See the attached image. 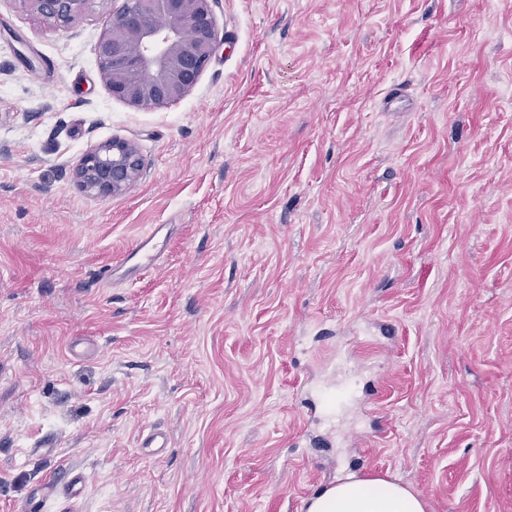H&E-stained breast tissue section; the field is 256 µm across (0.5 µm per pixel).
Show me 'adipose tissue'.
Wrapping results in <instances>:
<instances>
[{"label":"adipose tissue","instance_id":"ef3b65f1","mask_svg":"<svg viewBox=\"0 0 512 512\" xmlns=\"http://www.w3.org/2000/svg\"><path fill=\"white\" fill-rule=\"evenodd\" d=\"M304 512H426V504L398 482L351 475L310 496Z\"/></svg>","mask_w":512,"mask_h":512}]
</instances>
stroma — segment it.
Segmentation results:
<instances>
[{"label":"stroma","instance_id":"1","mask_svg":"<svg viewBox=\"0 0 512 512\" xmlns=\"http://www.w3.org/2000/svg\"><path fill=\"white\" fill-rule=\"evenodd\" d=\"M110 8L0 0V512L48 476L41 512H303L349 474L512 512V0H212L159 111L100 79ZM115 137L141 175L89 196ZM20 6L44 26L67 28L83 15L93 0H17ZM143 160L134 143L113 138L88 150L75 172L82 190L96 197L124 194L137 180ZM160 228L154 227L146 236H144L135 248V255L138 257L139 267L148 269L153 267L160 255V241L158 233Z\"/></svg>","mask_w":512,"mask_h":512}]
</instances>
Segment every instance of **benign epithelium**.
<instances>
[{"instance_id": "obj_1", "label": "benign epithelium", "mask_w": 512, "mask_h": 512, "mask_svg": "<svg viewBox=\"0 0 512 512\" xmlns=\"http://www.w3.org/2000/svg\"><path fill=\"white\" fill-rule=\"evenodd\" d=\"M44 26L68 27L94 0H16ZM96 45L100 78L112 96L139 110L180 102L210 63L218 36L211 0H120ZM143 160L136 145L114 138L88 150L75 172L96 197L125 193Z\"/></svg>"}]
</instances>
